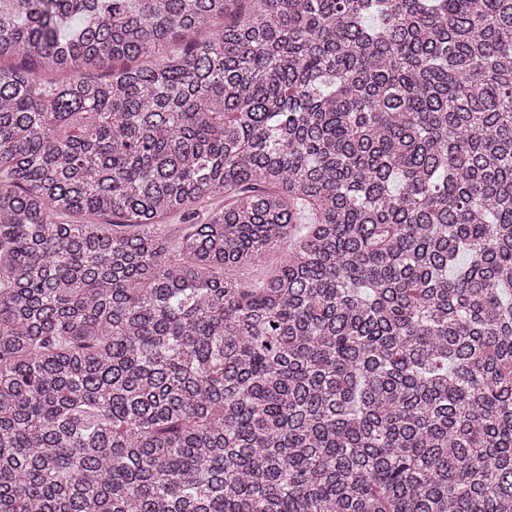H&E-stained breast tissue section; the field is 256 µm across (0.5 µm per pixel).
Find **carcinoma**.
Masks as SVG:
<instances>
[{"label": "carcinoma", "instance_id": "cac0c4a2", "mask_svg": "<svg viewBox=\"0 0 512 512\" xmlns=\"http://www.w3.org/2000/svg\"><path fill=\"white\" fill-rule=\"evenodd\" d=\"M0 512H512V0H0Z\"/></svg>", "mask_w": 512, "mask_h": 512}]
</instances>
